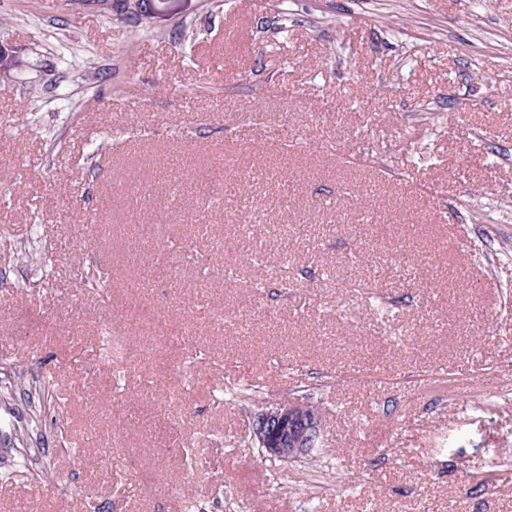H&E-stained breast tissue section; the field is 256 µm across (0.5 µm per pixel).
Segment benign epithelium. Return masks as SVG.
Masks as SVG:
<instances>
[{"instance_id": "obj_1", "label": "benign epithelium", "mask_w": 512, "mask_h": 512, "mask_svg": "<svg viewBox=\"0 0 512 512\" xmlns=\"http://www.w3.org/2000/svg\"><path fill=\"white\" fill-rule=\"evenodd\" d=\"M300 402L278 405L259 413L252 433L271 461L296 458L316 447L321 439L318 410L303 412Z\"/></svg>"}]
</instances>
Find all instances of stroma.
I'll return each instance as SVG.
<instances>
[{
  "mask_svg": "<svg viewBox=\"0 0 512 512\" xmlns=\"http://www.w3.org/2000/svg\"><path fill=\"white\" fill-rule=\"evenodd\" d=\"M0 42V512H512V0H0ZM288 401L324 440L273 462ZM249 159L250 156H244L232 167H225L224 171L220 168H213L202 180L200 184L201 192L208 194L216 188L223 187L225 184L224 176L226 183L239 184L247 173V169L249 168ZM303 405L300 402L278 405L254 419L253 436L265 449L269 460L296 458L315 448L320 441L321 414L317 409L308 411L313 409L311 406L299 408Z\"/></svg>",
  "mask_w": 512,
  "mask_h": 512,
  "instance_id": "1",
  "label": "stroma"
}]
</instances>
